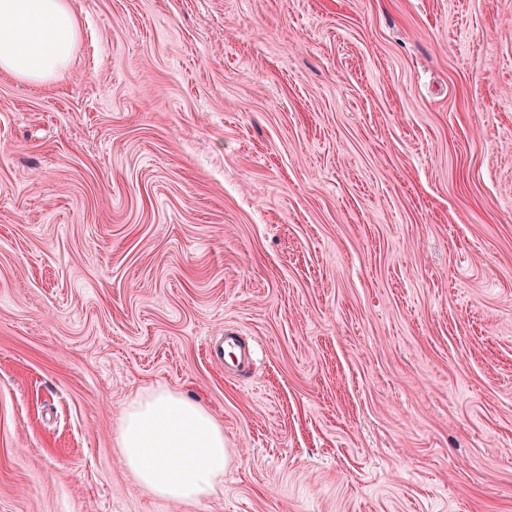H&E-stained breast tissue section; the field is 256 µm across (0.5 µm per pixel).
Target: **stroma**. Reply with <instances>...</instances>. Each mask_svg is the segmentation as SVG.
Here are the masks:
<instances>
[{
	"instance_id": "1",
	"label": "stroma",
	"mask_w": 512,
	"mask_h": 512,
	"mask_svg": "<svg viewBox=\"0 0 512 512\" xmlns=\"http://www.w3.org/2000/svg\"><path fill=\"white\" fill-rule=\"evenodd\" d=\"M72 6L0 72V512H512V0ZM157 387L200 503L117 448ZM79 33L69 0H0V71L28 85L58 82ZM116 440L127 469L155 498L196 503L224 478V430L201 403L170 389L133 400L120 417Z\"/></svg>"
}]
</instances>
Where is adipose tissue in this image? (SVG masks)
I'll list each match as a JSON object with an SVG mask.
<instances>
[{
	"instance_id": "adipose-tissue-1",
	"label": "adipose tissue",
	"mask_w": 512,
	"mask_h": 512,
	"mask_svg": "<svg viewBox=\"0 0 512 512\" xmlns=\"http://www.w3.org/2000/svg\"><path fill=\"white\" fill-rule=\"evenodd\" d=\"M80 22L69 0H0V72L28 85L61 80L73 61ZM117 445L152 496L185 504L212 495L224 477V431L199 402L155 389L124 410Z\"/></svg>"
}]
</instances>
